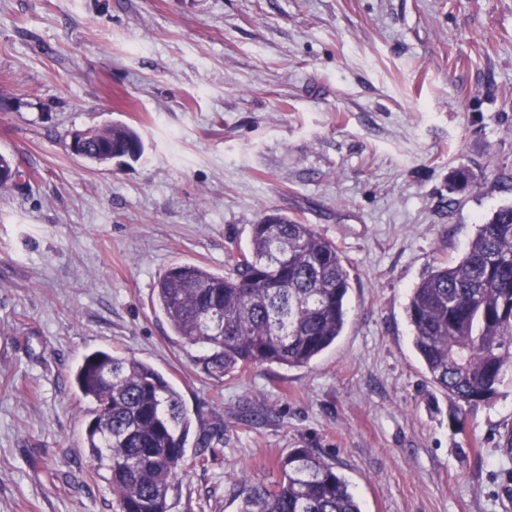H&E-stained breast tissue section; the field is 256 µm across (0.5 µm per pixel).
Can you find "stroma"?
Here are the masks:
<instances>
[{"mask_svg":"<svg viewBox=\"0 0 512 512\" xmlns=\"http://www.w3.org/2000/svg\"><path fill=\"white\" fill-rule=\"evenodd\" d=\"M113 122L140 160L71 153ZM0 153L20 171L0 189V512H112L74 383L96 349L164 374L194 432L224 427L176 512H238L305 447L362 512H512V369L456 426L405 312L512 204V0H0ZM272 210L336 243L346 325L307 366L218 382L153 288L223 271Z\"/></svg>","mask_w":512,"mask_h":512,"instance_id":"35a3bbf8","label":"stroma"}]
</instances>
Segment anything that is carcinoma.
Here are the masks:
<instances>
[{"label": "carcinoma", "mask_w": 512, "mask_h": 512, "mask_svg": "<svg viewBox=\"0 0 512 512\" xmlns=\"http://www.w3.org/2000/svg\"><path fill=\"white\" fill-rule=\"evenodd\" d=\"M139 159L140 135L124 124L94 130L85 159ZM15 160L0 154V188L16 185ZM350 275L336 244L276 211L251 225L249 252H227L224 273L168 268L155 303L175 335L207 349L206 371L222 379L265 363L301 367L333 345L346 321ZM413 344L431 381L455 404L489 402L512 364V205L480 224L467 251L412 289ZM74 381L94 405L84 443L112 488L116 512H173L191 420L179 392L150 364L109 349L86 354ZM279 478L246 485L240 512H362L335 462L315 448L275 461Z\"/></svg>", "instance_id": "cac0c4a2"}]
</instances>
